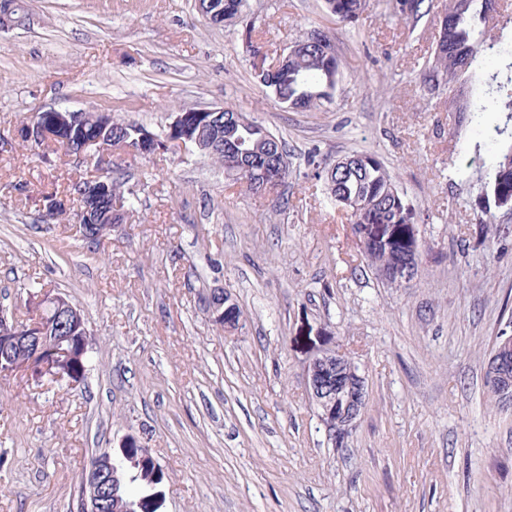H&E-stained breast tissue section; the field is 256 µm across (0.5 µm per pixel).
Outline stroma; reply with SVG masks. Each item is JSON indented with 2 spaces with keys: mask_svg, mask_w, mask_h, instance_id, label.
<instances>
[{
  "mask_svg": "<svg viewBox=\"0 0 512 512\" xmlns=\"http://www.w3.org/2000/svg\"><path fill=\"white\" fill-rule=\"evenodd\" d=\"M0 30V315L26 288L63 293L87 319L90 367L70 385L0 376V512H80L79 475L131 434L165 471L160 512H512V410L491 402L487 358L512 335V208L497 206L492 125L449 111L418 64L442 4L417 28L369 0L355 22L322 0H249L260 20L213 26L194 0H24ZM335 46L331 103H276L254 74L313 30ZM231 106L279 135L286 183L252 193L180 148L114 152L106 175L134 196L89 247L46 223L43 192L95 164L26 146L31 113L108 110L157 130L180 107ZM378 156L415 212L420 273L388 286L316 169ZM224 289L243 330L213 322ZM323 350L353 357L366 405L343 442L306 382Z\"/></svg>",
  "mask_w": 512,
  "mask_h": 512,
  "instance_id": "35a3bbf8",
  "label": "stroma"
}]
</instances>
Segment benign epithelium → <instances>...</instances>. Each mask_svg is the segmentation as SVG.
I'll return each mask as SVG.
<instances>
[{
	"label": "benign epithelium",
	"instance_id": "obj_1",
	"mask_svg": "<svg viewBox=\"0 0 512 512\" xmlns=\"http://www.w3.org/2000/svg\"><path fill=\"white\" fill-rule=\"evenodd\" d=\"M210 112L208 108L173 113L170 128L177 138L169 142L171 146L193 148L208 152L210 143L192 134L189 117H201ZM53 122L71 137H79L84 127L97 119L86 111H53ZM18 136L32 144L40 143L45 130L38 124L26 123L18 129ZM153 149L151 134L144 131L136 143L127 144L124 152L148 154ZM392 225L367 224L361 227L357 237L364 242L382 241L391 237ZM33 309L44 308L53 313V320H63L78 328L83 325L80 310L62 293L42 291L31 296ZM52 325L33 321L16 323L8 336H0V356L9 355L13 350H23L29 359L18 368L14 365L0 366L1 375L24 374L40 381L45 377L60 379L67 372V363L72 359L87 358L88 345L83 336H52ZM512 336L499 341L489 359L487 372L489 382L504 392L508 405L512 406ZM307 380L311 397L320 410V417L333 438L344 440L352 431L363 403L366 399L365 378L356 367L349 364V357L342 352H324L314 356L307 366ZM126 467L123 453L104 451L94 457L86 470L80 486L82 512H104L112 505V512H134L132 504L122 501L113 493V479L121 475Z\"/></svg>",
	"mask_w": 512,
	"mask_h": 512
}]
</instances>
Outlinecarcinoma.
<instances>
[{
  "mask_svg": "<svg viewBox=\"0 0 512 512\" xmlns=\"http://www.w3.org/2000/svg\"><path fill=\"white\" fill-rule=\"evenodd\" d=\"M503 0H443V16L439 39L433 52L422 62L419 72L422 82L431 90L448 92V111L468 112L476 125L485 124L486 116L494 112L506 113L503 125H495L494 132L508 134L512 122V50L501 46V40L486 39V28L490 20L500 15ZM224 5V13L231 20L245 25L247 35H252L255 20L248 11L246 0H202L196 9L203 15ZM367 0H324L325 12L343 22H353L362 13ZM428 0H395V14L399 20L412 26L417 25L429 14ZM481 56L496 61V66L483 72L474 83L471 91L463 96L457 84L462 74L468 72ZM341 79L340 63L336 53L325 52L319 45L307 38L293 45L288 51V60L274 70H266L262 85L279 103L291 109L311 110L332 98ZM224 121V143L238 139L251 149L259 143L262 153H286L279 136L231 107L224 108L219 116ZM37 120L46 126L47 137L42 145H54L64 154L72 155L79 145L70 137L56 130L47 112H35L26 118ZM111 133L115 144L130 142L137 137L140 126L112 119ZM217 163L224 166V173L236 177L240 183L255 182L261 179L264 160L255 155L257 162L242 160L222 147L209 153ZM493 170V195L496 203H512V145L504 149L495 159ZM108 194L99 198L96 205V219L88 221L81 217L86 199L77 195L81 182L66 188L72 201V212H67L57 194L43 197L46 217L54 222H74L76 233L91 244H100L109 232L108 213L112 203L120 200L128 203L118 181L104 177ZM330 197L345 211L352 226L362 224H394L391 239L386 243L360 246L362 256L376 273L394 270L404 264L405 245L403 225L412 224L415 214L411 206L398 190L395 181L385 164L374 154H352L336 162V171L325 176ZM136 484L145 488L163 474L161 465L146 464L142 469L133 470Z\"/></svg>",
  "mask_w": 512,
  "mask_h": 512,
  "instance_id": "obj_1",
  "label": "carcinoma"
}]
</instances>
